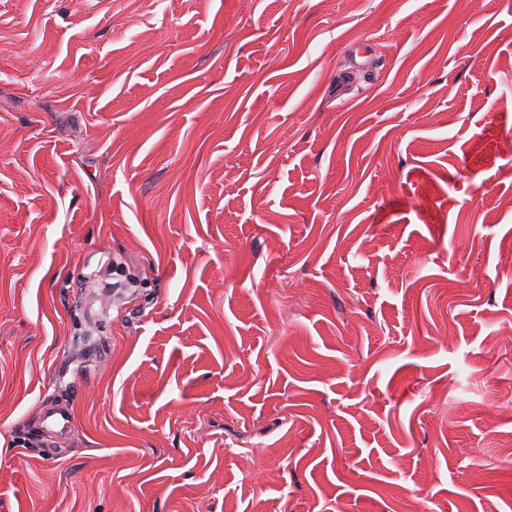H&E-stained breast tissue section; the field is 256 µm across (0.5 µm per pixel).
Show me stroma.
<instances>
[{
  "mask_svg": "<svg viewBox=\"0 0 512 512\" xmlns=\"http://www.w3.org/2000/svg\"><path fill=\"white\" fill-rule=\"evenodd\" d=\"M510 240L512 0H0V512H512ZM37 418L40 430L50 438V444L63 446L73 437V418L68 400L42 401Z\"/></svg>",
  "mask_w": 512,
  "mask_h": 512,
  "instance_id": "stroma-1",
  "label": "stroma"
}]
</instances>
